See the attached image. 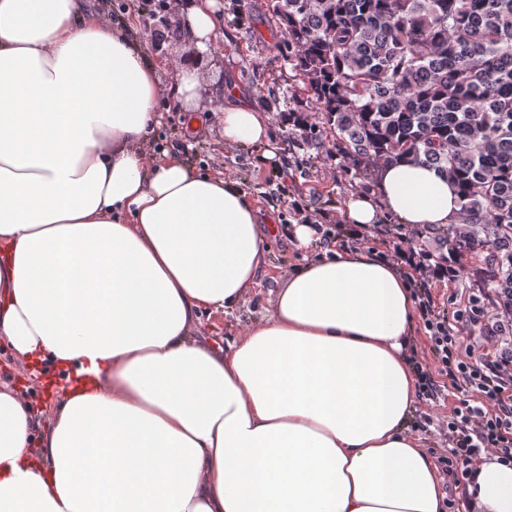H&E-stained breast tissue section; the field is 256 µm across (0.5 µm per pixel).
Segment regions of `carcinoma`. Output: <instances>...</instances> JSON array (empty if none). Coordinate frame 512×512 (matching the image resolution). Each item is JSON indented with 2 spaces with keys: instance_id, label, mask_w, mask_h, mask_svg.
Here are the masks:
<instances>
[{
  "instance_id": "cac0c4a2",
  "label": "carcinoma",
  "mask_w": 512,
  "mask_h": 512,
  "mask_svg": "<svg viewBox=\"0 0 512 512\" xmlns=\"http://www.w3.org/2000/svg\"><path fill=\"white\" fill-rule=\"evenodd\" d=\"M282 61L302 76L314 121L358 173L402 159L461 191L438 230L440 261L468 264L512 320V0H268Z\"/></svg>"
}]
</instances>
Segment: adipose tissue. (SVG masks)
<instances>
[{
	"label": "adipose tissue",
	"mask_w": 512,
	"mask_h": 512,
	"mask_svg": "<svg viewBox=\"0 0 512 512\" xmlns=\"http://www.w3.org/2000/svg\"><path fill=\"white\" fill-rule=\"evenodd\" d=\"M166 6L198 53L222 37L215 0ZM197 55L165 87L107 0H0V341L64 379L42 418L0 382V512H445L411 428L417 310L398 262L332 249L281 274L245 334L199 339L202 313L253 293L271 235L321 238L264 226L222 173L151 154L165 98L185 133L213 116L226 146L275 156L234 88L197 109ZM460 205L447 176L397 162L344 220L434 229ZM456 494L512 512V463L483 451Z\"/></svg>",
	"instance_id": "1"
}]
</instances>
